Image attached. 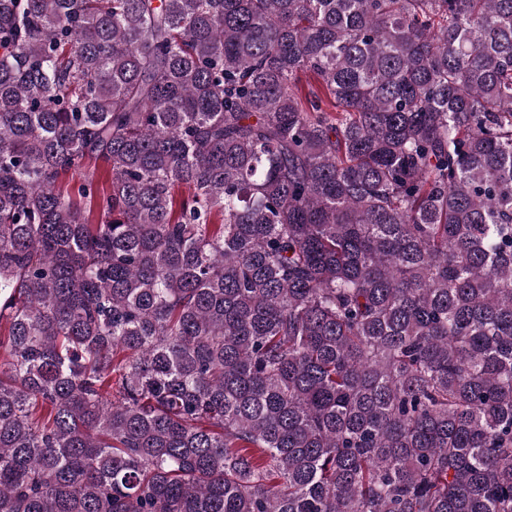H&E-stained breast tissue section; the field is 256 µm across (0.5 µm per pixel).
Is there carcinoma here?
<instances>
[{
    "instance_id": "cac0c4a2",
    "label": "carcinoma",
    "mask_w": 512,
    "mask_h": 512,
    "mask_svg": "<svg viewBox=\"0 0 512 512\" xmlns=\"http://www.w3.org/2000/svg\"><path fill=\"white\" fill-rule=\"evenodd\" d=\"M0 512H512V0H0Z\"/></svg>"
}]
</instances>
